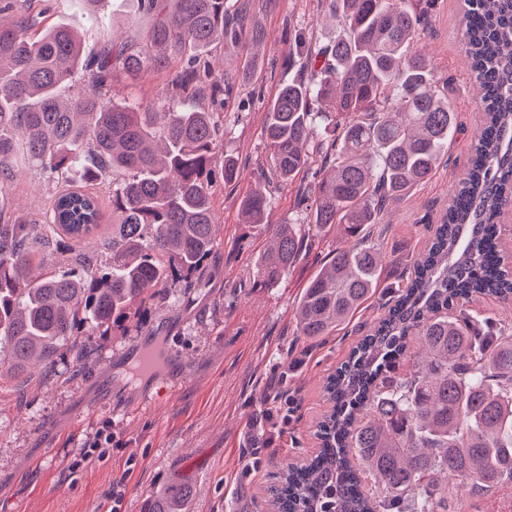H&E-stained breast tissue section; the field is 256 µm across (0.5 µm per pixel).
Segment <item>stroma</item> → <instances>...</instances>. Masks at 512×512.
<instances>
[{
	"label": "stroma",
	"instance_id": "obj_1",
	"mask_svg": "<svg viewBox=\"0 0 512 512\" xmlns=\"http://www.w3.org/2000/svg\"><path fill=\"white\" fill-rule=\"evenodd\" d=\"M14 10L41 13L45 24L62 22L80 31L86 48L101 49L130 28H143L145 15L106 0L100 23H90L70 0H11ZM246 14L241 39L209 46L204 54L214 74L232 92L217 115L219 151L238 160L239 176L225 184L214 173L212 206L218 224L215 255L193 282L169 280L165 295L147 300L124 329L108 336H80L77 348L62 347L51 361L32 359L22 373L9 365V344L0 343V512H144L159 490L190 483L189 512H270L268 488L282 464L314 454L316 426L327 403L326 377L378 319L384 302L401 285L432 238L448 195L467 165L470 139L483 122L466 62L458 15L463 0H436L428 28L417 43L431 60L464 131L448 146L432 177L391 204L371 240L385 269L365 307L347 325L318 342L296 334L295 309L308 282L344 238L336 226L310 222L311 190L325 155L313 151L292 183L270 172L264 138L268 106L288 82L307 77V49L330 47L340 33L329 0H230ZM185 62L172 57L164 68L148 67L135 77L117 76L115 102L164 101L167 108L210 107L208 92L193 96L171 83ZM15 178L0 179V211L27 222H43L59 189L38 164L9 158ZM117 172L87 188L102 204L103 220L90 260L65 238L36 247L31 268H99L112 262V190ZM270 199L267 221L248 224L242 200L256 186ZM295 225L304 239L300 260L276 285L256 284L257 257L274 225ZM164 336L177 348L186 378L179 392L155 408L128 417L107 407L81 418L86 394L104 377L119 376L136 387V358L114 363V349L146 335ZM112 427L105 455H85L84 447L104 425Z\"/></svg>",
	"mask_w": 512,
	"mask_h": 512
}]
</instances>
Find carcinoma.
<instances>
[{"instance_id":"1","label":"carcinoma","mask_w":512,"mask_h":512,"mask_svg":"<svg viewBox=\"0 0 512 512\" xmlns=\"http://www.w3.org/2000/svg\"><path fill=\"white\" fill-rule=\"evenodd\" d=\"M150 17L149 54L126 41L86 51L65 24L41 26L29 11L0 21V158L22 142L52 178L91 183L124 170L112 191V268L89 276H30L34 250L25 223H0V337L22 371L80 335L106 334L130 317L148 288L193 276L215 247L212 170L238 176L216 152L215 113L187 108L158 114L118 104L117 74L134 76L168 55L186 56L172 84L227 92L200 54L229 31V0H136ZM342 29L312 58L305 81L284 85L268 108L270 170L292 182L306 146L332 133L335 157L314 185L312 223L338 224L345 245L312 277L297 303L296 333L331 335L375 294L384 257L369 241L389 203L427 181L448 153L457 116L431 63L415 48L434 0H333ZM465 56L484 111L466 171L436 225L414 277L397 289L387 315L327 378L330 411L319 424L317 455L274 475L275 512H448V486L479 496L512 480V328L455 311L454 301L512 299L497 224L512 200V0H466ZM332 104L335 120L315 109ZM267 195L242 205L264 223ZM102 219L98 200L65 188L45 224L76 243ZM302 241L278 224L257 259V285L272 286L299 260ZM411 343L426 352L406 375L397 360ZM185 483L156 494L147 512H187Z\"/></svg>"}]
</instances>
